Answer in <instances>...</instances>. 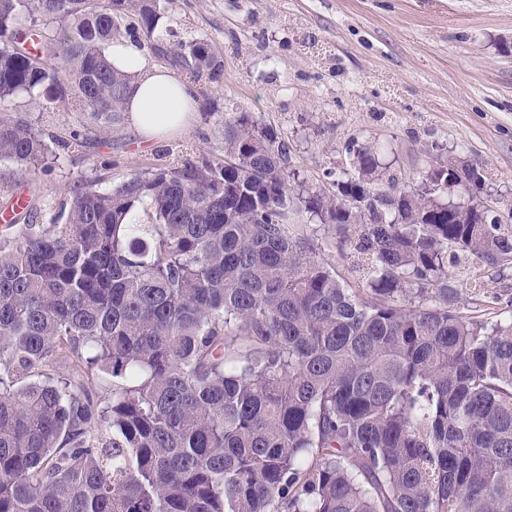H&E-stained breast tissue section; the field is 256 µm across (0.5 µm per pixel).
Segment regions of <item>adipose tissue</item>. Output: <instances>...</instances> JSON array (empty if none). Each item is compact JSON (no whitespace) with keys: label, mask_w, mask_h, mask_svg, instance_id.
<instances>
[{"label":"adipose tissue","mask_w":512,"mask_h":512,"mask_svg":"<svg viewBox=\"0 0 512 512\" xmlns=\"http://www.w3.org/2000/svg\"><path fill=\"white\" fill-rule=\"evenodd\" d=\"M108 57L117 70L130 74L125 112L129 123L151 140L184 130L196 110L192 91L168 69L149 64L132 40L111 44Z\"/></svg>","instance_id":"adipose-tissue-1"}]
</instances>
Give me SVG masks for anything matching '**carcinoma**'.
<instances>
[{
    "instance_id": "obj_1",
    "label": "carcinoma",
    "mask_w": 512,
    "mask_h": 512,
    "mask_svg": "<svg viewBox=\"0 0 512 512\" xmlns=\"http://www.w3.org/2000/svg\"><path fill=\"white\" fill-rule=\"evenodd\" d=\"M159 2L0 0V162L48 174L68 145L11 111L20 94L76 106L75 142L110 132L128 75L106 50L134 31L219 81L207 41L158 32ZM344 152L332 188L297 191L288 146L227 112L222 160L85 181L62 224L12 218L0 512H512V319L463 312L452 271L508 267L512 231L436 143L412 183L360 136ZM298 213L335 225L357 277L294 235Z\"/></svg>"
}]
</instances>
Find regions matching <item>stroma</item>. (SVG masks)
<instances>
[{
	"label": "stroma",
	"instance_id": "35a3bbf8",
	"mask_svg": "<svg viewBox=\"0 0 512 512\" xmlns=\"http://www.w3.org/2000/svg\"><path fill=\"white\" fill-rule=\"evenodd\" d=\"M160 29L203 38L220 52L219 82L195 83L188 128L143 141L130 125L60 152L53 172L31 180L0 164V206L29 185L37 222L58 215L74 185L108 190L167 161L224 154L227 110L249 113L284 141L294 183L320 184L345 161L348 135L370 138L402 174L419 171L431 142L481 167L490 199L512 205V0H163ZM47 132L79 126L75 108L13 103ZM473 300L489 321L512 317V268L488 270Z\"/></svg>",
	"mask_w": 512,
	"mask_h": 512
}]
</instances>
